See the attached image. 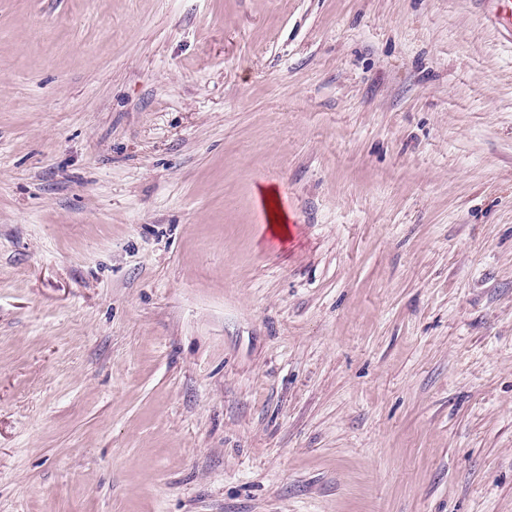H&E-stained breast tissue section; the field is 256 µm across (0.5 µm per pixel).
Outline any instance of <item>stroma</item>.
Returning <instances> with one entry per match:
<instances>
[{"label":"stroma","instance_id":"stroma-1","mask_svg":"<svg viewBox=\"0 0 512 512\" xmlns=\"http://www.w3.org/2000/svg\"><path fill=\"white\" fill-rule=\"evenodd\" d=\"M495 10L0 0V512H512Z\"/></svg>","mask_w":512,"mask_h":512}]
</instances>
